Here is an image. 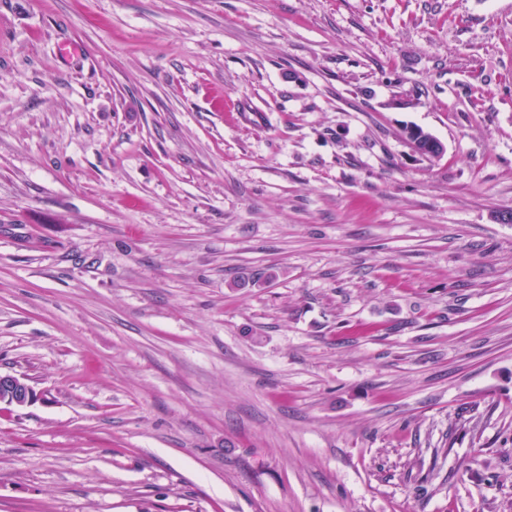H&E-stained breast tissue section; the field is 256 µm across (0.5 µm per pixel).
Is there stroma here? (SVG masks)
<instances>
[{
	"instance_id": "obj_1",
	"label": "stroma",
	"mask_w": 512,
	"mask_h": 512,
	"mask_svg": "<svg viewBox=\"0 0 512 512\" xmlns=\"http://www.w3.org/2000/svg\"><path fill=\"white\" fill-rule=\"evenodd\" d=\"M504 212L512 0H0V512H512ZM33 387L19 376L0 372V403L22 408L36 399Z\"/></svg>"
}]
</instances>
